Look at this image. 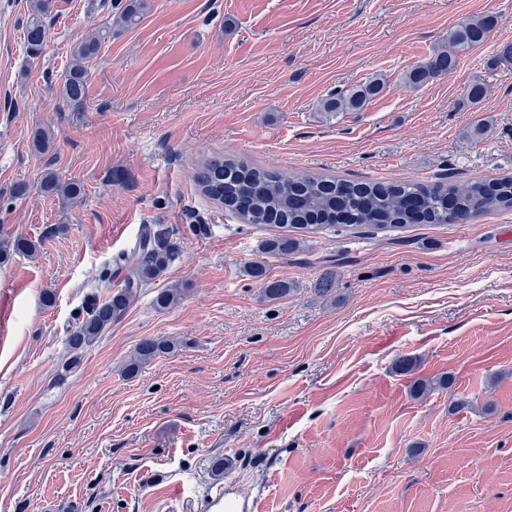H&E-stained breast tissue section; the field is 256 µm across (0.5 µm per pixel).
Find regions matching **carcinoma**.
I'll list each match as a JSON object with an SVG mask.
<instances>
[{
  "instance_id": "cac0c4a2",
  "label": "carcinoma",
  "mask_w": 512,
  "mask_h": 512,
  "mask_svg": "<svg viewBox=\"0 0 512 512\" xmlns=\"http://www.w3.org/2000/svg\"><path fill=\"white\" fill-rule=\"evenodd\" d=\"M24 28L26 51L40 55L45 38V18L51 13L53 0H30ZM148 8L147 0H126L119 21L124 27L137 25ZM499 25V17L466 18L448 32V43L407 75V81L418 87L448 73L458 65L459 54L484 45ZM112 37L106 27L78 43L72 50L73 63L66 70L60 89L63 102L81 108L87 98L89 61L98 53L101 43ZM383 84L373 79L363 85L330 96L322 102L325 112H359ZM54 133L37 127L32 134L36 151L50 150ZM202 193L236 213L246 224L286 229L297 233H316L338 224H369L377 230L400 229L408 224H464L480 213L512 207V177L492 181L475 180L459 188L450 183L352 182L316 176L285 178L275 171L249 163L245 159H216L208 162L196 176ZM40 190L47 195L78 198L81 183L62 180L57 172L46 168ZM301 239L274 234L261 241L259 250L281 257L296 252ZM33 243L17 236L0 247V263L14 253H30ZM176 254L169 232L159 224L142 225L135 247L112 259L119 271L126 272L124 286L113 289L110 277L99 279L97 289L88 294L75 325L66 336L70 353L69 365L79 363L82 352L120 321L141 289L159 277L174 262ZM247 276L262 284L261 295L268 301L287 297L293 286L286 280L267 277L265 266L253 261L245 269ZM171 350L163 341L142 340L125 371L133 374L157 355Z\"/></svg>"
}]
</instances>
